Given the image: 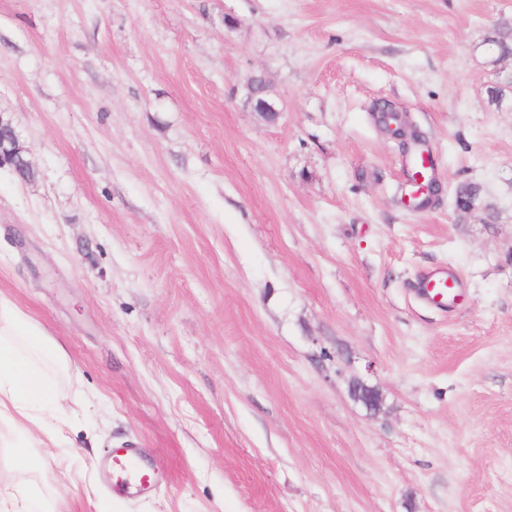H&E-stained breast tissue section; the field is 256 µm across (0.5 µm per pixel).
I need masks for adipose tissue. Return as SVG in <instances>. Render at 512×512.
Returning a JSON list of instances; mask_svg holds the SVG:
<instances>
[{
	"label": "adipose tissue",
	"instance_id": "1",
	"mask_svg": "<svg viewBox=\"0 0 512 512\" xmlns=\"http://www.w3.org/2000/svg\"><path fill=\"white\" fill-rule=\"evenodd\" d=\"M62 348L10 299L0 296V426H24L26 441L42 448L58 435L46 431L45 416L66 420L68 395L49 382L44 369H65Z\"/></svg>",
	"mask_w": 512,
	"mask_h": 512
}]
</instances>
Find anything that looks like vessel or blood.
<instances>
[{
	"label": "vessel or blood",
	"instance_id": "1",
	"mask_svg": "<svg viewBox=\"0 0 512 512\" xmlns=\"http://www.w3.org/2000/svg\"><path fill=\"white\" fill-rule=\"evenodd\" d=\"M415 288L424 302L438 309L447 308L458 295L455 276L445 270L423 273ZM143 456L140 448H112L101 457L98 468L111 483L113 493L147 496L156 490L162 474L154 467L142 465Z\"/></svg>",
	"mask_w": 512,
	"mask_h": 512
}]
</instances>
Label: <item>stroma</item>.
Instances as JSON below:
<instances>
[{
    "label": "stroma",
    "instance_id": "1",
    "mask_svg": "<svg viewBox=\"0 0 512 512\" xmlns=\"http://www.w3.org/2000/svg\"><path fill=\"white\" fill-rule=\"evenodd\" d=\"M510 29L512 0H0V113L37 173L0 167V293L77 402L30 496L512 512V87L489 100L512 55L488 43ZM381 104L434 159L425 209ZM442 267L446 311L413 290ZM121 445L163 471L152 496L110 491Z\"/></svg>",
    "mask_w": 512,
    "mask_h": 512
}]
</instances>
